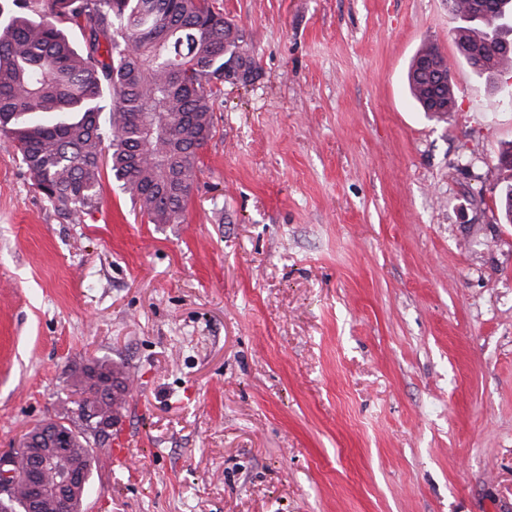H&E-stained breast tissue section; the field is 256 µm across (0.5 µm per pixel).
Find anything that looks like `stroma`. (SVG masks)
<instances>
[{"label":"stroma","mask_w":512,"mask_h":512,"mask_svg":"<svg viewBox=\"0 0 512 512\" xmlns=\"http://www.w3.org/2000/svg\"><path fill=\"white\" fill-rule=\"evenodd\" d=\"M253 80L225 85L182 224L110 171L71 224L0 139V454L100 359L133 389L94 512H512L505 77L448 0H213ZM456 108L425 115V45ZM438 55L442 58H445L443 54L440 52L439 48L434 45H425L422 47L414 56L411 65L408 71V88L413 99L422 107L424 112L431 111L432 115L436 116L439 119H442L445 116H448L449 112L455 107L456 98L455 92L453 88L452 81L449 79L446 84H444L438 90V110L439 112H434L436 107H432L428 103L430 97V88L429 82L424 74L420 71L417 66V59L420 56H431Z\"/></svg>","instance_id":"1"}]
</instances>
